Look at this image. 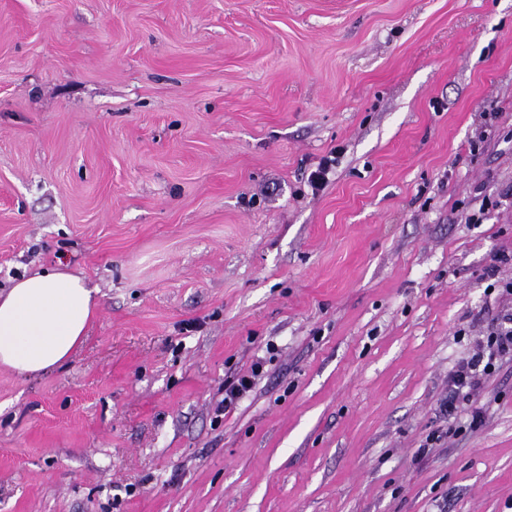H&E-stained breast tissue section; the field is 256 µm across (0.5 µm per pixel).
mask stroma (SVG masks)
<instances>
[{"label":"stroma","instance_id":"stroma-1","mask_svg":"<svg viewBox=\"0 0 512 512\" xmlns=\"http://www.w3.org/2000/svg\"><path fill=\"white\" fill-rule=\"evenodd\" d=\"M511 189L512 0H0V289L100 290L0 512H512V357L439 410ZM335 162L336 157L333 155L322 157L315 169L309 173L307 181L312 193H318L327 184ZM262 365V362L259 361L253 363L250 376H242L236 380L237 382L224 385V398L216 408L217 413L225 414L226 411H229L237 404L244 394L251 391L255 378L260 376L262 372Z\"/></svg>","mask_w":512,"mask_h":512}]
</instances>
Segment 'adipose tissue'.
Returning <instances> with one entry per match:
<instances>
[{
	"instance_id": "adipose-tissue-1",
	"label": "adipose tissue",
	"mask_w": 512,
	"mask_h": 512,
	"mask_svg": "<svg viewBox=\"0 0 512 512\" xmlns=\"http://www.w3.org/2000/svg\"><path fill=\"white\" fill-rule=\"evenodd\" d=\"M98 293L66 269L24 275L0 290V366L34 377L67 362L98 312Z\"/></svg>"
}]
</instances>
